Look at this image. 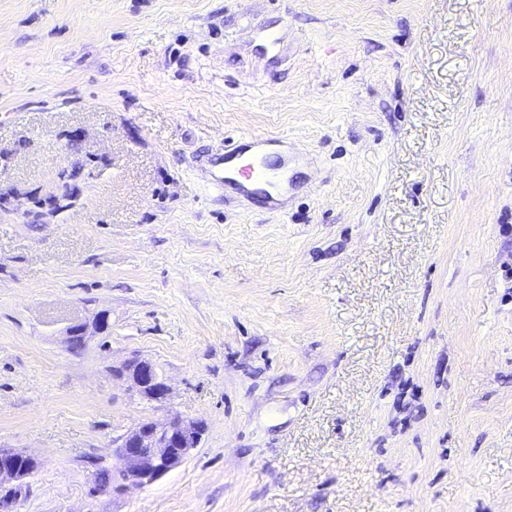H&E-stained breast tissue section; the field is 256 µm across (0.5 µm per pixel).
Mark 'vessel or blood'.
<instances>
[{
  "label": "vessel or blood",
  "mask_w": 512,
  "mask_h": 512,
  "mask_svg": "<svg viewBox=\"0 0 512 512\" xmlns=\"http://www.w3.org/2000/svg\"><path fill=\"white\" fill-rule=\"evenodd\" d=\"M251 142L236 141L224 153L208 162L212 188L222 191L233 187L264 204L276 203L288 189V146L282 139H266L259 152Z\"/></svg>",
  "instance_id": "1"
}]
</instances>
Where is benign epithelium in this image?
Here are the masks:
<instances>
[{
    "label": "benign epithelium",
    "instance_id": "obj_1",
    "mask_svg": "<svg viewBox=\"0 0 512 512\" xmlns=\"http://www.w3.org/2000/svg\"><path fill=\"white\" fill-rule=\"evenodd\" d=\"M136 394L163 403L169 387L155 364L134 359L117 370ZM201 421L175 417L166 423L142 421L129 430L118 446L124 464L115 472L120 489L146 487L167 472L180 467L202 440ZM40 467L32 455L12 448H0V512H15L28 488L27 479Z\"/></svg>",
    "mask_w": 512,
    "mask_h": 512
}]
</instances>
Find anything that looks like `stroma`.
<instances>
[{"instance_id": "obj_1", "label": "stroma", "mask_w": 512, "mask_h": 512, "mask_svg": "<svg viewBox=\"0 0 512 512\" xmlns=\"http://www.w3.org/2000/svg\"><path fill=\"white\" fill-rule=\"evenodd\" d=\"M244 134L281 208L210 190ZM0 448L17 512H512V0H0ZM125 378L133 392L146 399L163 403L169 395V387L155 364L144 359H134L117 370ZM202 436L199 420L174 417L166 423L142 421L122 437L118 446L123 467L112 473L95 472V486L107 488L115 474L122 490L146 487L180 467L199 446ZM40 467L32 455L12 448H0V488L7 497L0 499L1 512H14L28 488L27 479Z\"/></svg>"}]
</instances>
